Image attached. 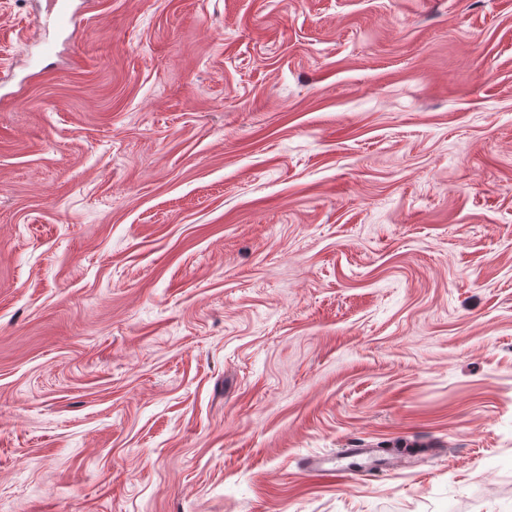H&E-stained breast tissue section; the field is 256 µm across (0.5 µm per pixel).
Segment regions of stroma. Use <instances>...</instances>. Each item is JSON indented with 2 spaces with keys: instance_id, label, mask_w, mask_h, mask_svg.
<instances>
[{
  "instance_id": "35a3bbf8",
  "label": "stroma",
  "mask_w": 512,
  "mask_h": 512,
  "mask_svg": "<svg viewBox=\"0 0 512 512\" xmlns=\"http://www.w3.org/2000/svg\"><path fill=\"white\" fill-rule=\"evenodd\" d=\"M64 2L0 0V512H512V0Z\"/></svg>"
}]
</instances>
